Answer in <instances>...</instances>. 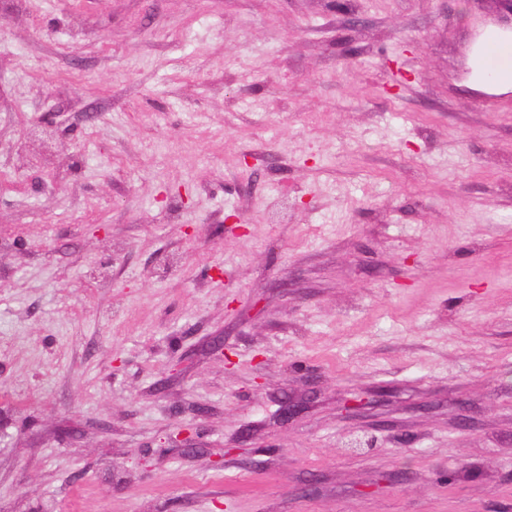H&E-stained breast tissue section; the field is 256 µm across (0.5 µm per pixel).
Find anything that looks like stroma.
I'll return each instance as SVG.
<instances>
[{"label":"stroma","instance_id":"1","mask_svg":"<svg viewBox=\"0 0 512 512\" xmlns=\"http://www.w3.org/2000/svg\"><path fill=\"white\" fill-rule=\"evenodd\" d=\"M487 27L504 0H0V512H512Z\"/></svg>","mask_w":512,"mask_h":512}]
</instances>
